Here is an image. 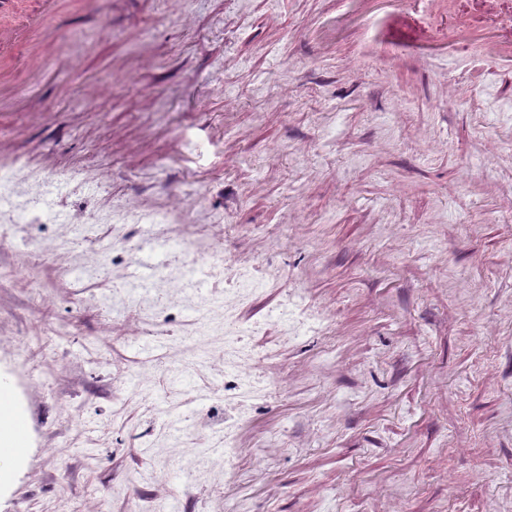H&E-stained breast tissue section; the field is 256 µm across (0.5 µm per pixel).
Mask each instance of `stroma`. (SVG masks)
<instances>
[{
	"instance_id": "obj_1",
	"label": "stroma",
	"mask_w": 512,
	"mask_h": 512,
	"mask_svg": "<svg viewBox=\"0 0 512 512\" xmlns=\"http://www.w3.org/2000/svg\"><path fill=\"white\" fill-rule=\"evenodd\" d=\"M512 0H58L0 149L101 183L0 223L21 512H512ZM179 224H113V207ZM213 255L125 287L146 240ZM243 268L263 285L240 299ZM300 295L316 319L277 312ZM266 389L224 366V322ZM236 441L224 446V421ZM232 465H225V456Z\"/></svg>"
}]
</instances>
